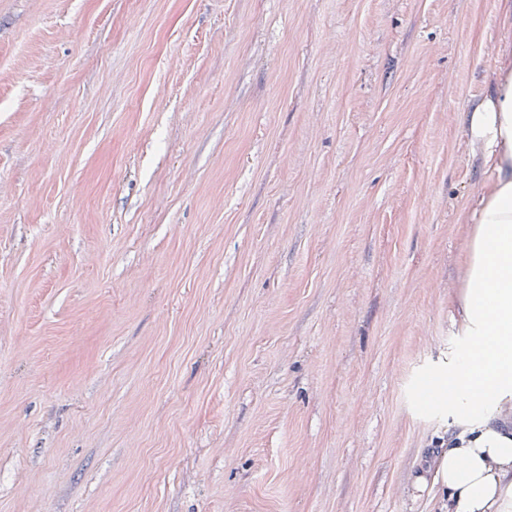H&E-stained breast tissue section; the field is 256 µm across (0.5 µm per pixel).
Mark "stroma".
<instances>
[{
	"label": "stroma",
	"mask_w": 512,
	"mask_h": 512,
	"mask_svg": "<svg viewBox=\"0 0 512 512\" xmlns=\"http://www.w3.org/2000/svg\"><path fill=\"white\" fill-rule=\"evenodd\" d=\"M500 3L0 0V512H448Z\"/></svg>",
	"instance_id": "35a3bbf8"
}]
</instances>
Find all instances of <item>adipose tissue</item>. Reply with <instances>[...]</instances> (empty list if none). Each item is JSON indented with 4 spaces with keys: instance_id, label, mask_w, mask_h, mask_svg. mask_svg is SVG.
Returning <instances> with one entry per match:
<instances>
[{
    "instance_id": "1",
    "label": "adipose tissue",
    "mask_w": 512,
    "mask_h": 512,
    "mask_svg": "<svg viewBox=\"0 0 512 512\" xmlns=\"http://www.w3.org/2000/svg\"><path fill=\"white\" fill-rule=\"evenodd\" d=\"M463 123L487 180L470 213L463 342L443 378L448 448L434 477L448 512H512V70Z\"/></svg>"
}]
</instances>
